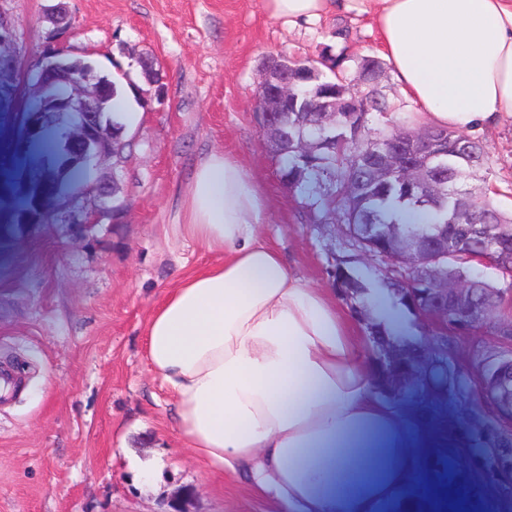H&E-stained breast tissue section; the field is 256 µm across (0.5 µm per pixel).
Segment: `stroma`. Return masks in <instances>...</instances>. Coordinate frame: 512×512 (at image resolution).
<instances>
[{"label": "stroma", "instance_id": "obj_1", "mask_svg": "<svg viewBox=\"0 0 512 512\" xmlns=\"http://www.w3.org/2000/svg\"><path fill=\"white\" fill-rule=\"evenodd\" d=\"M52 8L71 24L64 54L113 78L124 111L139 115L126 130L125 161H101L80 183L67 177L60 147L70 115L40 111L44 93L27 78ZM0 19L13 31L20 78L0 86V371L14 379L0 396V512H283L275 497L184 448L172 395L146 360L151 311L181 275L212 260L177 226L192 169L213 151L236 155L259 181L269 202L264 238L350 320L365 364L392 387L388 400L415 396L425 371L448 383L449 418L473 440L494 439L491 466L512 476V441L469 404L448 357L427 351L419 319L351 237L335 186L311 197L285 182L284 160L260 136L255 94L265 57L328 53L356 79L361 58L380 54L368 21L293 26L269 19L261 0H0ZM145 53L161 64L159 83L137 62ZM381 86L397 109L370 114L372 131L412 128L416 108L391 66ZM472 137L500 190L496 207L512 213V118ZM112 181L119 214L54 223L80 186ZM340 271L359 290L337 284ZM383 302L405 320L406 340L385 333Z\"/></svg>", "mask_w": 512, "mask_h": 512}]
</instances>
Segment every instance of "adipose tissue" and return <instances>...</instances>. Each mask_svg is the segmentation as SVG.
<instances>
[{"label": "adipose tissue", "instance_id": "ef3b65f1", "mask_svg": "<svg viewBox=\"0 0 512 512\" xmlns=\"http://www.w3.org/2000/svg\"><path fill=\"white\" fill-rule=\"evenodd\" d=\"M291 25L371 22L379 50L428 124L468 132L512 118V0H262ZM183 237L215 255L152 311L149 369L171 390L185 447L244 470L288 512H453L424 469L444 464L512 503L482 441L450 423L444 393L382 402L347 320L262 236L267 199L236 156L213 152L182 200ZM418 439H410L407 425Z\"/></svg>", "mask_w": 512, "mask_h": 512}]
</instances>
